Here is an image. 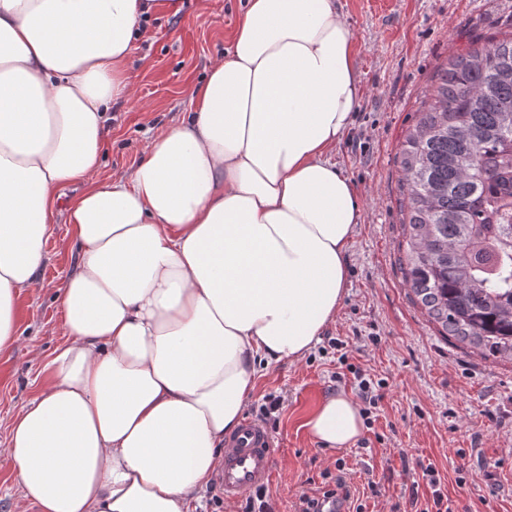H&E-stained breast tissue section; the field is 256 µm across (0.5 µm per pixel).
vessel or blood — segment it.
Segmentation results:
<instances>
[{"instance_id": "b4317fda", "label": "vessel or blood", "mask_w": 512, "mask_h": 512, "mask_svg": "<svg viewBox=\"0 0 512 512\" xmlns=\"http://www.w3.org/2000/svg\"><path fill=\"white\" fill-rule=\"evenodd\" d=\"M273 468V444L267 428L248 419L224 444L218 486L225 498L235 499L267 485Z\"/></svg>"}]
</instances>
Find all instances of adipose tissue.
Returning a JSON list of instances; mask_svg holds the SVG:
<instances>
[{"label": "adipose tissue", "instance_id": "1", "mask_svg": "<svg viewBox=\"0 0 512 512\" xmlns=\"http://www.w3.org/2000/svg\"><path fill=\"white\" fill-rule=\"evenodd\" d=\"M152 7L0 0V350L19 340L56 191L85 186L68 207L66 340L8 431L15 512H190L260 366L309 353L344 296L361 208L329 153L364 88L338 0H247L179 123L129 177L90 183ZM307 427L348 447L360 408L329 395Z\"/></svg>", "mask_w": 512, "mask_h": 512}]
</instances>
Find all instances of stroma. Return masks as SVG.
I'll return each mask as SVG.
<instances>
[{"instance_id":"stroma-1","label":"stroma","mask_w":512,"mask_h":512,"mask_svg":"<svg viewBox=\"0 0 512 512\" xmlns=\"http://www.w3.org/2000/svg\"><path fill=\"white\" fill-rule=\"evenodd\" d=\"M246 0H154L128 70L132 103L105 114L97 181L126 175L144 144L178 122L214 58L222 56ZM364 85L354 122L330 154L353 184L362 211L348 250L336 318L302 361L261 369L245 411L267 424L275 465L267 498L295 512L302 494L344 472L365 512H424L434 467L458 512H512V364L485 360L441 336L414 305L398 264L401 212L397 153L416 120V100L440 63L472 38L512 31V0H339ZM80 186L61 189L36 287L19 298L21 338L0 351V512L20 495L7 448L14 418L43 387V362L64 341L58 287L77 269L63 209ZM379 396L359 438L346 448L315 442L305 422L332 393L356 395L358 376Z\"/></svg>"}]
</instances>
